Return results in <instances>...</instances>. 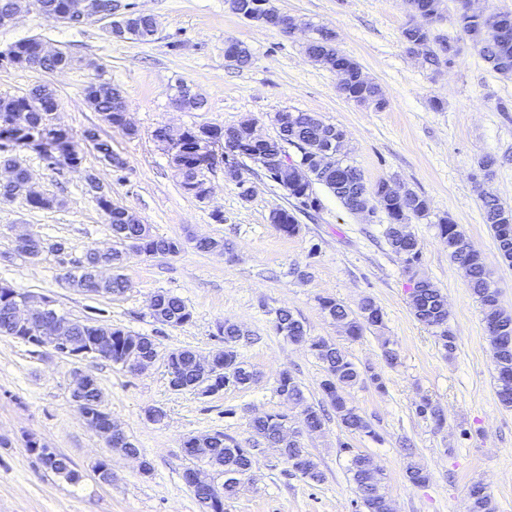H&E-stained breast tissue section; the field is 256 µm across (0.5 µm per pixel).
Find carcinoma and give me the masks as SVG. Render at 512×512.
I'll use <instances>...</instances> for the list:
<instances>
[{
    "label": "carcinoma",
    "instance_id": "obj_1",
    "mask_svg": "<svg viewBox=\"0 0 512 512\" xmlns=\"http://www.w3.org/2000/svg\"><path fill=\"white\" fill-rule=\"evenodd\" d=\"M410 7V19L402 28L401 36L409 53L423 57L428 64L440 67L452 63L456 55L455 45L447 38L435 35L431 27L415 21L420 15H431L433 20L441 18V0H407ZM463 30L471 36L473 48L488 67L499 74L512 73V15L493 13L489 15L463 12L458 17ZM154 30L152 18L140 15L130 19L125 25L126 40L148 42L152 40ZM39 39L30 38L11 45L9 51L18 61V67L26 64L38 55ZM307 54L317 63L334 69L341 63L346 70V98L357 103L368 105L376 110L386 106L381 88L367 79L361 65L352 57L344 54L336 43V39L324 34V28L318 27L306 43ZM86 102L109 123H117L121 109L127 107L122 91L112 83L98 86L92 82L83 88ZM54 99H47L32 107L28 97H1L0 123L9 122L16 127L37 131L46 125L51 118ZM290 130L279 131V138L288 136L297 138L301 145L297 146L300 159L305 161L316 154L327 143L328 134L335 139L342 138L343 130L327 123L319 116L308 112L292 113L289 121ZM345 144L336 146V166L329 170L309 163L302 171L300 178L283 184L288 195L299 203V208L316 211L321 208V200L314 192V185L320 184L328 189L349 211H354L355 202L360 201L385 213L389 224L385 229V239L391 251L400 257L404 271L416 275L420 263L422 248L419 240L409 231V224L414 218H421L430 211V202L415 192L408 198L400 200L388 191L389 181L382 180L369 187L364 181L361 171L344 159ZM483 218L493 232L496 248L502 260L512 265V209L500 200L485 193L479 194ZM28 206L33 209L49 210L61 205L60 200L44 192H28L21 195ZM99 208L106 210L110 216L109 226L115 242L126 247H135L147 257L159 255H176L180 253L182 244L174 238L157 236L151 229L142 224H125L121 219L123 207L112 202L108 196L97 200ZM271 223L288 235L294 236L300 226L293 213L283 209L270 216ZM439 236L446 242L448 256L465 273L472 295L481 306L483 321L493 344V360L496 371V395L499 402L506 408L512 407V314L502 308L500 292L495 287L491 273L485 266L480 254L469 246L459 225L449 218H443L437 224ZM322 311L336 322L344 334L351 340L362 337L368 328L383 326L384 313L378 303L366 296L359 302L357 310H352L332 297L318 299ZM157 306L166 318V322L174 327L182 326L192 320V313L185 302L178 296L168 292L157 294ZM411 310L415 319L433 329L441 348L452 354L456 349V337L448 328V309L446 296L433 287L425 279L413 280L411 294ZM278 324L274 328L278 335L292 343L299 336L307 337L309 351L323 365L325 378L320 387L325 398L333 407L340 425L352 434L364 435L374 440L378 433L365 416L347 398L348 390L358 385H370L377 391L386 390L381 372L366 366L358 367L348 355L336 345L320 336H309L303 323L298 320L288 307L283 306L275 311ZM224 336V347L220 349L224 366V386L245 388L250 386L256 372L246 363L238 352V345L245 331L228 320L220 327ZM123 348V354L130 358L136 354L147 355L157 349L149 337L142 336L138 343L128 345L113 344V348ZM275 391L278 395H288V399L301 407L299 422L309 426L320 427L324 424L321 409L306 402L303 390L293 374L288 370L280 371L275 380ZM418 415L432 420L441 426L444 415L431 399L424 397L416 407ZM288 415L264 414L250 421V428L268 448H275L288 464L293 474L303 480L318 484L323 482V472L317 463L302 448L299 440L287 432ZM341 451L347 457V468L356 485L360 505L365 512H391L390 504L383 491L384 476L371 457L355 452L349 443L340 444ZM192 459L217 466L224 474V497L229 498L236 493V476L243 475L252 469L254 456L251 449L242 447L233 437L220 431L210 435L207 449L190 452ZM194 468L183 473L185 483L191 488L200 507L205 512H224L209 502L207 488L193 482ZM484 485L474 482L469 486L464 512H492L491 497L483 492Z\"/></svg>",
    "mask_w": 512,
    "mask_h": 512
}]
</instances>
